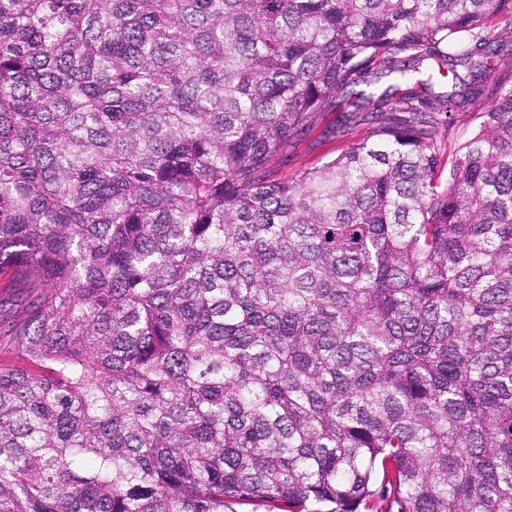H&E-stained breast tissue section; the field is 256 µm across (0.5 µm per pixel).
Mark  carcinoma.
Masks as SVG:
<instances>
[{"instance_id":"carcinoma-1","label":"carcinoma","mask_w":512,"mask_h":512,"mask_svg":"<svg viewBox=\"0 0 512 512\" xmlns=\"http://www.w3.org/2000/svg\"><path fill=\"white\" fill-rule=\"evenodd\" d=\"M507 8L0 0V512H512ZM484 62L486 65V92L484 96L472 102L462 112L453 113L448 128V153L457 149L477 132L483 120L482 112H486L491 104L492 88L496 85L497 80L507 78V69L510 66L512 68V58L509 65L504 63L502 57L492 55H489ZM337 117L338 112H329L320 117L317 126L309 135L294 142L288 154V163L282 167V176L294 178L306 167L320 166L372 132L371 125L358 122L348 125L347 131L336 134V137L323 136V130L333 125Z\"/></svg>"}]
</instances>
